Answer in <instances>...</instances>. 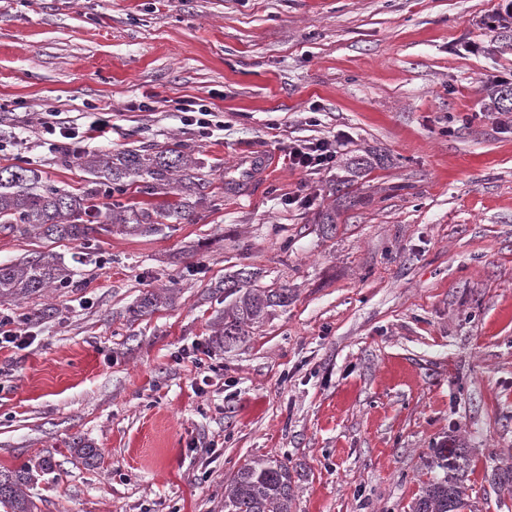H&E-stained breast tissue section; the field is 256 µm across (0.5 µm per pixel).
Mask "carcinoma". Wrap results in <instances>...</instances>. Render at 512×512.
Segmentation results:
<instances>
[{"instance_id": "1", "label": "carcinoma", "mask_w": 512, "mask_h": 512, "mask_svg": "<svg viewBox=\"0 0 512 512\" xmlns=\"http://www.w3.org/2000/svg\"><path fill=\"white\" fill-rule=\"evenodd\" d=\"M62 160L82 167L93 176V183L109 184L121 192L128 183H141V192L150 196L167 195L177 183L188 196L160 203L115 204L97 207L96 187L82 195L70 194L38 180L35 173L20 164L0 166V232L22 235L38 232L46 237L68 240L90 239L91 227L85 217L96 213L102 224L122 227L130 235L153 234L167 223L186 220L192 213L189 197L201 200L207 181L197 175L199 162L176 144L161 151L124 150L94 154L61 153ZM67 274L54 260L44 256L19 264L0 266V296L23 297L66 280ZM234 300L224 309L219 334L231 346L247 335V328L262 321L268 309L288 305V288H256L253 273L242 270L224 280V297ZM468 460L457 448H436L431 470H439L425 483L413 512H463L467 507L466 488L457 474ZM35 469L0 473V506L6 512H34L35 504L23 491L34 479ZM292 475L288 463L266 457L245 463L224 489V512H291Z\"/></svg>"}]
</instances>
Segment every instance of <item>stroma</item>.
<instances>
[{"label":"stroma","mask_w":512,"mask_h":512,"mask_svg":"<svg viewBox=\"0 0 512 512\" xmlns=\"http://www.w3.org/2000/svg\"><path fill=\"white\" fill-rule=\"evenodd\" d=\"M501 4L0 0V166L81 193L39 121L108 114L86 153L177 142L210 183L151 235L0 234V266L70 273L0 297L28 330L0 348V471L43 463L35 512H224L238 468L271 456L292 512H412L444 446L467 451L471 512H512L495 481L512 467V112L487 106L512 81V29L485 25ZM188 99L222 129L185 125ZM321 138L335 167L290 165L289 144ZM248 149L276 165L235 198L226 168ZM240 269L291 298L227 348ZM148 292L163 303L137 312Z\"/></svg>","instance_id":"stroma-1"}]
</instances>
